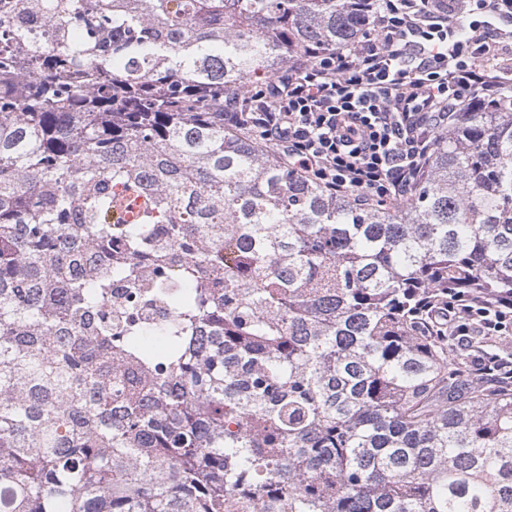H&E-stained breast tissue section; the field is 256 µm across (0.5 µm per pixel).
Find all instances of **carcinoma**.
<instances>
[{
    "mask_svg": "<svg viewBox=\"0 0 512 512\" xmlns=\"http://www.w3.org/2000/svg\"><path fill=\"white\" fill-rule=\"evenodd\" d=\"M360 2L0 0V512H512V389L417 314L512 306V112L466 113L402 205L224 128ZM112 221L116 224H139L146 212L144 199L122 186L114 188Z\"/></svg>",
    "mask_w": 512,
    "mask_h": 512,
    "instance_id": "cac0c4a2",
    "label": "carcinoma"
}]
</instances>
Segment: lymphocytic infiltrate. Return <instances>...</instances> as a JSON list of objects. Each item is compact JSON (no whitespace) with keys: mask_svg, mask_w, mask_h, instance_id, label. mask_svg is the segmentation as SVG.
Listing matches in <instances>:
<instances>
[{"mask_svg":"<svg viewBox=\"0 0 512 512\" xmlns=\"http://www.w3.org/2000/svg\"><path fill=\"white\" fill-rule=\"evenodd\" d=\"M359 40L294 60L225 96L224 125L264 141L332 194L405 202L437 139L463 113L512 110V0H367ZM468 372L512 384V354L474 344L512 333V307L449 295L422 310Z\"/></svg>","mask_w":512,"mask_h":512,"instance_id":"lymphocytic-infiltrate-1","label":"lymphocytic infiltrate"}]
</instances>
